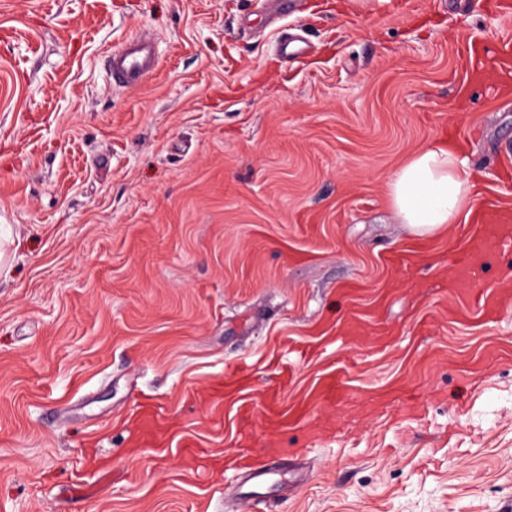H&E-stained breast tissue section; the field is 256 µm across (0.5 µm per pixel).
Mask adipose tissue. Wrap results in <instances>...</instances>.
Returning <instances> with one entry per match:
<instances>
[{"instance_id":"1","label":"adipose tissue","mask_w":512,"mask_h":512,"mask_svg":"<svg viewBox=\"0 0 512 512\" xmlns=\"http://www.w3.org/2000/svg\"><path fill=\"white\" fill-rule=\"evenodd\" d=\"M475 185L461 152L443 142L415 153L390 178V200L402 223L422 236L444 233L470 211Z\"/></svg>"}]
</instances>
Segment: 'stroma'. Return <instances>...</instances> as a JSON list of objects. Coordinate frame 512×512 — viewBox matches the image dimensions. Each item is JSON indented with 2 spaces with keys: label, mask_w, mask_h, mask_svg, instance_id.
Wrapping results in <instances>:
<instances>
[{
  "label": "stroma",
  "mask_w": 512,
  "mask_h": 512,
  "mask_svg": "<svg viewBox=\"0 0 512 512\" xmlns=\"http://www.w3.org/2000/svg\"><path fill=\"white\" fill-rule=\"evenodd\" d=\"M497 3L302 0L286 59L262 0H0V512H233L245 445L307 451L268 512H512V302L457 311L450 234L385 261L428 144L512 209V95L468 74ZM146 29L157 70L115 87ZM147 399L162 452L129 444ZM346 392L347 387L343 380L339 377L331 376L322 384L316 395L302 401L291 410L290 414H288V421L300 422L303 419L309 405L312 403L320 399L340 397L343 396Z\"/></svg>",
  "instance_id": "35a3bbf8"
}]
</instances>
